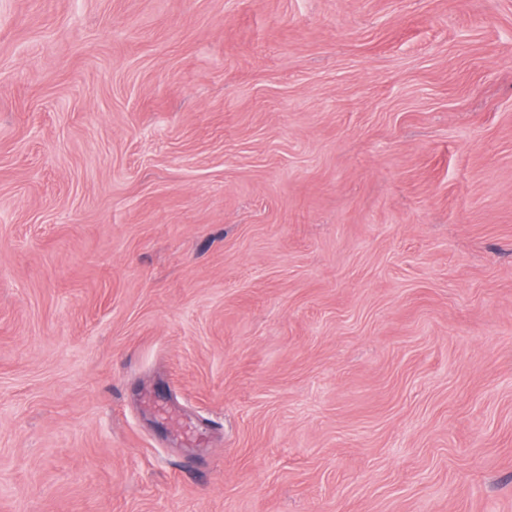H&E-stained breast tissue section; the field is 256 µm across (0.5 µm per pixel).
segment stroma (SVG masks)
<instances>
[{
  "label": "stroma",
  "mask_w": 512,
  "mask_h": 512,
  "mask_svg": "<svg viewBox=\"0 0 512 512\" xmlns=\"http://www.w3.org/2000/svg\"><path fill=\"white\" fill-rule=\"evenodd\" d=\"M0 512H512V0H0Z\"/></svg>",
  "instance_id": "obj_1"
}]
</instances>
